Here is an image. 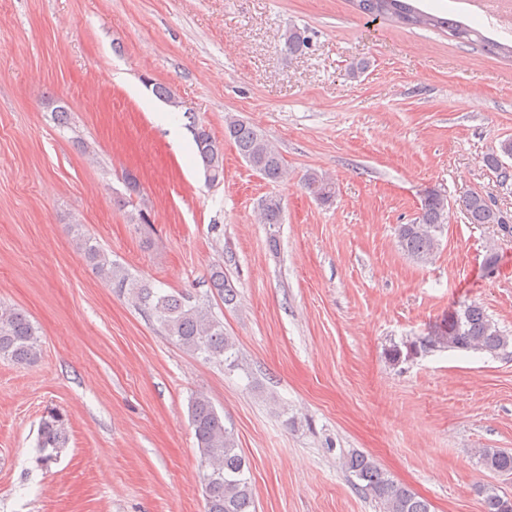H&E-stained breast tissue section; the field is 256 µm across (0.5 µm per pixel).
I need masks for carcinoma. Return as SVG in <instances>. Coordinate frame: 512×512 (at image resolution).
Wrapping results in <instances>:
<instances>
[{"label": "carcinoma", "mask_w": 512, "mask_h": 512, "mask_svg": "<svg viewBox=\"0 0 512 512\" xmlns=\"http://www.w3.org/2000/svg\"><path fill=\"white\" fill-rule=\"evenodd\" d=\"M364 15L384 18L397 23L432 28L448 33L462 42H478L487 53L512 57V45L490 40L482 33L459 21L424 13L411 0H353ZM305 32L297 27L288 29L283 51L293 56L308 48ZM224 138L232 141L248 166L265 179L277 182L283 178L286 165L280 152L257 127L234 115L225 117ZM198 156L209 180L224 177V144L207 128H194ZM512 155V141L506 140L498 150L485 157L486 166L507 177L501 156ZM302 186L320 204L329 205L336 198V184L323 173L312 170L302 179ZM471 224H496L512 233V216L481 193L470 192L462 201ZM448 212L447 198L434 190L422 199L420 211L410 224L396 229V246L415 263L427 262L439 246ZM282 199L276 195L265 197L259 209L260 221L274 226L283 223ZM77 249L98 276L127 293L139 309L159 323L165 334L183 349L209 360L224 363L229 368L239 365L234 340L224 333V324L210 310L193 304L183 293L163 292L142 278L131 275L114 263L96 239L80 229H74ZM211 287L224 297V303L235 302L237 293L224 280V270L216 268L210 277ZM512 344L487 314L484 307L473 301L448 313L425 336L413 340L393 342L386 349V359L394 365L413 357L445 351L478 350L497 355ZM40 356V337L28 316L15 308L0 305V360L17 365H31ZM189 418L195 431L201 455V483L206 512H256L249 466L242 455L234 432L224 425L220 414L207 396L197 393L190 398ZM69 435L63 415L52 412L41 421L38 433L39 459L47 465L67 446ZM479 456L483 466L498 473H512V453L494 448H482ZM345 468L356 479V486L373 498L383 512H432L431 503L407 486L388 476L368 455L355 453L344 462ZM482 497L483 512H512V499L502 496L497 489L482 485L477 488Z\"/></svg>", "instance_id": "carcinoma-1"}]
</instances>
